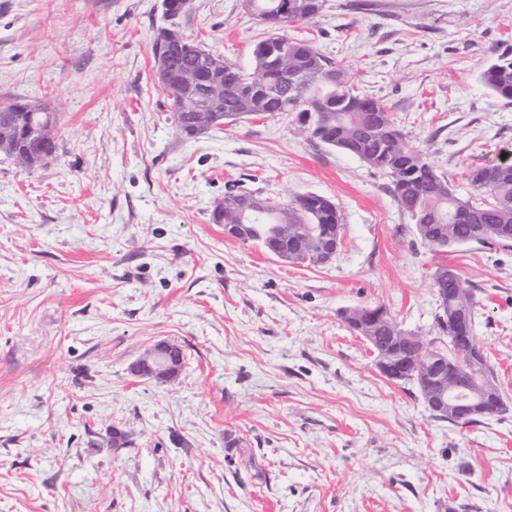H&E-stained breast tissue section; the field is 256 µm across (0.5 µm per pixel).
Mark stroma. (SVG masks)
Masks as SVG:
<instances>
[{
    "mask_svg": "<svg viewBox=\"0 0 512 512\" xmlns=\"http://www.w3.org/2000/svg\"><path fill=\"white\" fill-rule=\"evenodd\" d=\"M163 0H0V103L57 112V159H0V512H512V247L433 251L390 179L279 118L188 139L158 87ZM185 36L248 68L265 28L191 0ZM381 100L456 194L512 150V102L480 80L512 48V0H323L287 26ZM332 198L330 263L225 236L224 186ZM455 268L506 413L434 418L381 374L341 311L438 336ZM180 376L132 374L155 343ZM128 445L112 450L113 428Z\"/></svg>",
    "mask_w": 512,
    "mask_h": 512,
    "instance_id": "1",
    "label": "stroma"
}]
</instances>
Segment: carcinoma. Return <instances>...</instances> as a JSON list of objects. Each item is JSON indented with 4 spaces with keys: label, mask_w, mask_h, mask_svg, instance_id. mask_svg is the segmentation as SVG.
<instances>
[{
    "label": "carcinoma",
    "mask_w": 512,
    "mask_h": 512,
    "mask_svg": "<svg viewBox=\"0 0 512 512\" xmlns=\"http://www.w3.org/2000/svg\"><path fill=\"white\" fill-rule=\"evenodd\" d=\"M288 2V22L306 21L317 16L322 0H251L253 14L263 16L282 2ZM272 44L288 66V88L273 93L266 88L273 61L266 59L262 46ZM209 49L188 39L184 43L165 44L161 36L154 40L155 61L164 64L163 74L157 78L167 98L173 120L188 121L182 112V99L189 97L195 86L183 82L187 70L199 69L201 58ZM334 63L312 44L289 37L282 29H267V35L252 50L251 68L246 71L227 61L222 62L224 75V117L230 121L249 117L281 116L293 119L304 130L321 142L357 158L364 166L384 172L390 178L391 193L405 212L421 240L431 248L445 252L470 245H503L502 231L512 230V160L503 158L493 163L476 166L466 174L472 193L457 195L448 178L438 172L422 154L408 148L394 117L381 100L357 90L336 78ZM481 81L502 99L512 100V50L498 55L481 72ZM336 99L345 102L338 112L327 107ZM24 100L12 99L0 106V138L9 137V145L0 148V154L25 169L43 166L57 157L58 144L43 143L40 124L58 123L57 113L48 111L40 102L34 105L38 112H28ZM245 208L254 214L255 230L250 242L266 251H279L292 263H302L308 254L327 255L338 250L343 234V217L336 202L323 195L308 192L283 203L240 192L236 206H217L212 220L224 225V234L236 238L231 225L239 223L237 210ZM448 289V297L459 296L467 308L469 320L461 331L451 322L436 319L437 328L446 337L475 335V299L467 283L458 272L448 274L440 281L439 273L432 277V288ZM348 327L357 335L368 337V343L380 359L394 352L408 361V372L402 381L414 382L424 391V382L414 372V361L441 350L453 359L450 342L426 339L420 335L402 336L403 330L381 306H365L343 316ZM479 387L489 398L500 395L495 382L494 368L486 352L479 354L476 374Z\"/></svg>",
    "instance_id": "cac0c4a2"
}]
</instances>
